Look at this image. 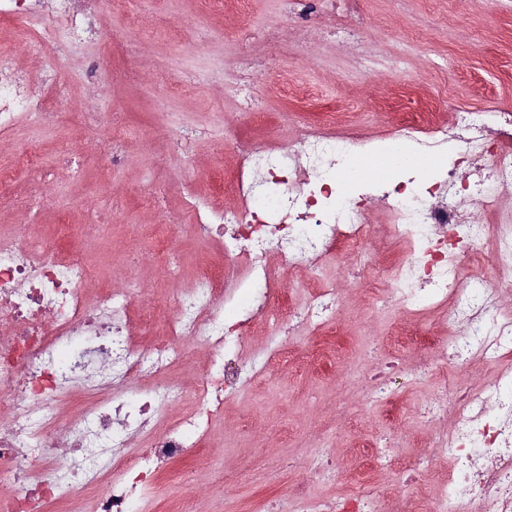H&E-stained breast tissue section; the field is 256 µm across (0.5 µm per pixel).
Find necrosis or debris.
Returning <instances> with one entry per match:
<instances>
[{
  "instance_id": "4bbe7bcc",
  "label": "necrosis or debris",
  "mask_w": 512,
  "mask_h": 512,
  "mask_svg": "<svg viewBox=\"0 0 512 512\" xmlns=\"http://www.w3.org/2000/svg\"><path fill=\"white\" fill-rule=\"evenodd\" d=\"M0 0V20L21 22L38 45L35 63L18 64L0 52V139L21 125L64 119L68 108L61 73L66 62L98 40V0ZM328 0H283L286 21L267 27L265 55L236 54L226 90L251 111L259 73L283 60L285 38L318 26ZM86 136L103 146L100 182L128 163L125 124L119 112H79ZM400 160L391 171L387 239L409 249L387 278L366 266L349 267L307 291L296 309L281 312L287 282L308 283L335 251L374 233L358 201L377 182L359 171L367 139L359 132L336 137L320 127L298 125L289 140L234 141L238 166L229 190L238 204L218 208L207 196L190 194L180 217L163 195L148 206L163 227L155 242L162 276L172 281V309L144 346L130 328L131 296L112 283L105 268L91 265L82 249L68 251L22 229L0 235V512H48L71 499L75 487L106 483L96 512H144L145 498L174 463L198 455L212 438L205 418L223 415L227 400L261 377L293 339L330 327L342 304V280L371 282L372 309L407 315L444 314L458 331L417 345L413 361L382 360L374 366L363 404L399 408L393 378L422 381L454 371L471 357L494 367L481 384L441 383L440 395L417 409L433 426L432 447L450 467L436 477L430 456L400 462L404 433L390 430L377 441L380 468H397L406 492L381 499L375 487L341 495L350 512H512V213L499 208L502 189L512 187V113L458 109L452 122L425 112L395 133ZM436 156V170L420 160ZM467 166L468 181L456 169ZM32 143L0 163V204L34 212L57 210ZM192 236L221 253L220 267L203 266L189 288L175 286L178 245ZM279 251L278 265L267 256ZM270 309L271 329L262 347L241 332L251 308ZM201 348L206 360L187 380L166 373ZM188 396L193 413L169 421L174 398ZM74 405L79 420L60 408ZM148 439L130 444L132 434ZM305 479L272 501L269 512H328L315 484L338 479L332 456L302 462Z\"/></svg>"
}]
</instances>
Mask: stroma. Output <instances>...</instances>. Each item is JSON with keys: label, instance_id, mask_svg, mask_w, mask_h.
I'll list each match as a JSON object with an SVG mask.
<instances>
[{"label": "stroma", "instance_id": "1", "mask_svg": "<svg viewBox=\"0 0 512 512\" xmlns=\"http://www.w3.org/2000/svg\"><path fill=\"white\" fill-rule=\"evenodd\" d=\"M358 6L379 67L357 68L348 44L326 37L336 17L325 13L305 34L306 51L289 48L283 65L262 75L266 97L247 117L224 95V66L235 51L240 23H281L282 0H127L125 7L102 13L104 27L137 32L138 78H127L123 50L116 46L98 85L79 82L80 55L70 59L62 80L71 108L124 113L132 131L131 163L113 172L111 192L98 191L100 144L77 139L72 148L82 160L80 177L58 170L51 185L76 222L83 218V206L105 208L113 196L121 197L124 210L116 223L102 238L83 243L92 262L111 267L126 288L150 299L157 313L165 312L167 293L149 264L156 228L143 194L167 182L174 209L180 195L166 172L152 166L158 129L189 133L195 166L183 170L177 154L173 168L206 188L215 204L229 207L234 199L219 182L234 172V151L220 147L221 138L281 137V114L296 112L326 133L354 126L377 140L417 113L416 98L443 90L455 105L489 111L499 106L502 89L512 88V0H358ZM388 61L400 66L401 88L390 86L383 68ZM182 72L195 74L194 85L182 94L169 93L170 76ZM429 326V319L419 316L371 313L365 293L346 285L336 328L299 338L284 361L229 402L214 427V447L156 484L151 512H171L178 499L192 502L196 512H264L271 493L302 481L292 462L311 450H329L347 463L342 488L318 487L323 499L359 487L367 475L360 444L391 427L385 409L358 400L356 388L368 367L360 347L373 338L386 352L406 359ZM340 402L351 406L348 421L334 419Z\"/></svg>", "mask_w": 512, "mask_h": 512}]
</instances>
